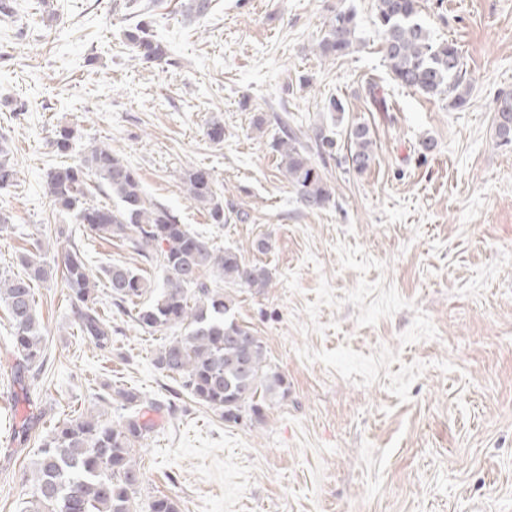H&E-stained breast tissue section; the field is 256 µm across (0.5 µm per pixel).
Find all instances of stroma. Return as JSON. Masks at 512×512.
Listing matches in <instances>:
<instances>
[{
	"label": "stroma",
	"mask_w": 512,
	"mask_h": 512,
	"mask_svg": "<svg viewBox=\"0 0 512 512\" xmlns=\"http://www.w3.org/2000/svg\"><path fill=\"white\" fill-rule=\"evenodd\" d=\"M123 2L17 0L0 17V138L18 171L0 193L10 218L0 274L21 273L24 255L60 266L77 246L112 326L111 348H96L62 274L37 283L47 363L30 402L15 403L0 306V512L31 500L39 441L78 416L123 420V389L152 421L134 451L136 512L161 496L178 512H512V148L493 125L498 93L512 91V0H422V22L457 43L472 75L461 110L391 81L375 0H215L199 21L181 0H153L152 31L169 49L161 65L124 42ZM349 9L354 52L320 58L330 17ZM372 84L388 111L371 108ZM332 97L346 122L369 126L376 159L360 175L327 159L335 203L311 211L270 143L281 120L304 134L329 123ZM216 118L220 144L206 134ZM59 125L75 130L76 149L109 146L180 223L269 269L267 288L231 293L284 374L285 399L227 422L157 368L177 329L138 326L113 304L104 270L156 282L159 268L54 207L44 174L73 160L53 145ZM190 167L213 173L233 209L224 226L187 198ZM33 406L36 439L17 446Z\"/></svg>",
	"instance_id": "obj_1"
}]
</instances>
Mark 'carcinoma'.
Wrapping results in <instances>:
<instances>
[{"instance_id": "cac0c4a2", "label": "carcinoma", "mask_w": 512, "mask_h": 512, "mask_svg": "<svg viewBox=\"0 0 512 512\" xmlns=\"http://www.w3.org/2000/svg\"><path fill=\"white\" fill-rule=\"evenodd\" d=\"M123 7L133 23L123 31L135 56L146 63L169 62L165 44L150 31V4L145 0H125ZM183 13L204 18L213 0H187ZM420 0H376L373 25L382 36L384 64L401 87L449 100L453 109L468 104L472 78L464 66L456 44L437 41L419 18ZM357 22L350 11H337L329 19L328 30L317 44L323 59L350 54L356 42ZM331 124L313 130V145L287 123L281 135L272 139L288 183L299 202L311 210L326 208L333 200L332 188L317 160L336 155V129L343 123L344 105L331 98L327 103ZM495 104L494 124L498 143L512 145V117L502 119ZM348 170L362 174L375 161L368 125L353 123L344 129ZM74 130L55 129L53 145L61 154L73 151ZM106 187L116 203L100 205L89 198L88 182ZM188 198L207 212L210 223L228 222L224 196L218 193L212 173L191 168L181 173ZM17 181V171L6 142H0V192ZM52 202L77 224H84L102 239L131 242L142 256L156 262L162 286L148 304L136 311L144 329L181 328L184 334L167 341L158 351L156 364L176 376L181 388L224 420L239 421L250 410L259 418L266 400L285 397V376L266 361L260 337L239 323L233 315L235 301L222 288H214L206 273L217 271L232 286L267 287L269 270L247 264L229 248L220 249L182 224L167 206L150 200L137 173L105 145L81 152L78 161L49 169L44 177ZM25 274L0 275V304L12 322L11 348L15 357L14 378L37 373L46 362L45 346L33 298V283L52 276L53 268L26 257ZM62 274L76 304L75 321L82 335L100 349L112 343V326L96 308L95 276L86 267L78 248L63 257ZM112 299L135 304L151 292L150 281L134 270L114 265L104 271ZM118 396L131 413L118 423L79 417L64 423L45 440L33 463L34 500L26 512H133L134 495L142 472L132 459L134 447L151 430L139 408V397L120 390Z\"/></svg>"}]
</instances>
